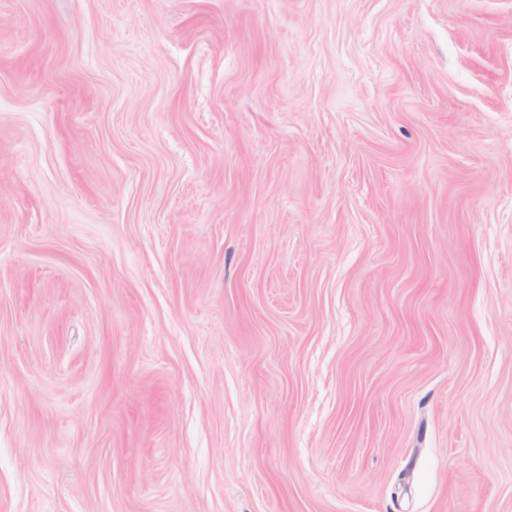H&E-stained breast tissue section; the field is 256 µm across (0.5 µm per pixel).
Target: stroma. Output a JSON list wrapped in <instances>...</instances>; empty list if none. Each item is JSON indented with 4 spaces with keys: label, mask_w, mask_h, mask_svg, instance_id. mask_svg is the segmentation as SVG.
<instances>
[{
    "label": "stroma",
    "mask_w": 512,
    "mask_h": 512,
    "mask_svg": "<svg viewBox=\"0 0 512 512\" xmlns=\"http://www.w3.org/2000/svg\"><path fill=\"white\" fill-rule=\"evenodd\" d=\"M0 512H512V0H0Z\"/></svg>",
    "instance_id": "stroma-1"
}]
</instances>
